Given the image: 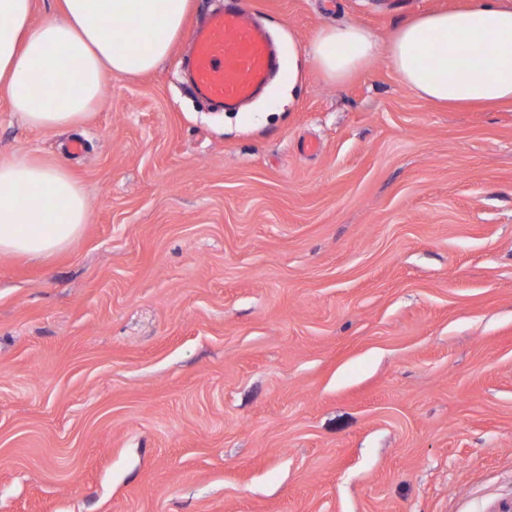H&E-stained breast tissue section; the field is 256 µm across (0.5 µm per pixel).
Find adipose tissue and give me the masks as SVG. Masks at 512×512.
<instances>
[{
	"mask_svg": "<svg viewBox=\"0 0 512 512\" xmlns=\"http://www.w3.org/2000/svg\"><path fill=\"white\" fill-rule=\"evenodd\" d=\"M36 25L34 0H0V93L28 126L72 127L105 97L109 75L150 72L185 27L190 0H58ZM310 52L340 82L385 53L406 90L458 106L512 102V5L475 0L404 22L387 44L355 23L322 28ZM88 221L80 184L60 164L0 162V254L42 260L65 250Z\"/></svg>",
	"mask_w": 512,
	"mask_h": 512,
	"instance_id": "obj_1",
	"label": "adipose tissue"
}]
</instances>
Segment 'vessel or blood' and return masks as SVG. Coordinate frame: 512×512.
I'll return each mask as SVG.
<instances>
[{
	"label": "vessel or blood",
	"mask_w": 512,
	"mask_h": 512,
	"mask_svg": "<svg viewBox=\"0 0 512 512\" xmlns=\"http://www.w3.org/2000/svg\"><path fill=\"white\" fill-rule=\"evenodd\" d=\"M189 80L193 91L231 110L253 98L280 61L265 28L244 0H230L191 31Z\"/></svg>",
	"instance_id": "vessel-or-blood-1"
}]
</instances>
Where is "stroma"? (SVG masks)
I'll use <instances>...</instances> for the list:
<instances>
[{"label": "stroma", "mask_w": 512, "mask_h": 512, "mask_svg": "<svg viewBox=\"0 0 512 512\" xmlns=\"http://www.w3.org/2000/svg\"><path fill=\"white\" fill-rule=\"evenodd\" d=\"M246 2L296 77L241 110L188 90L185 37L75 129L0 96V160L65 165L89 205L65 251L0 255V512H497L512 104L306 53L470 0ZM380 49L377 37L355 23L324 27L310 45V53L318 61L322 73L336 82L366 69Z\"/></svg>", "instance_id": "obj_1"}]
</instances>
